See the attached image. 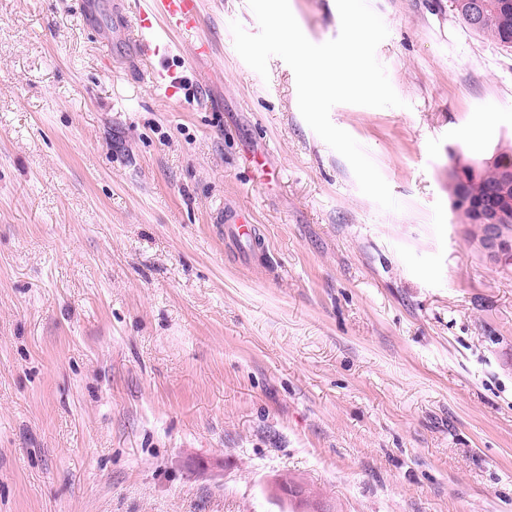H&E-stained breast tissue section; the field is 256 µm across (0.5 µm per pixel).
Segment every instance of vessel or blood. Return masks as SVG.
I'll use <instances>...</instances> for the list:
<instances>
[{
  "mask_svg": "<svg viewBox=\"0 0 512 512\" xmlns=\"http://www.w3.org/2000/svg\"><path fill=\"white\" fill-rule=\"evenodd\" d=\"M112 23L126 34L128 44L142 59L166 55L177 37L190 38L195 59H208L214 52L212 42L200 32L201 0H151L146 7L127 6L113 15ZM152 82L170 99L176 97L180 88L175 69L165 66L153 69ZM224 222L231 240L243 249H254L256 226L248 213L225 214Z\"/></svg>",
  "mask_w": 512,
  "mask_h": 512,
  "instance_id": "obj_1",
  "label": "vessel or blood"
}]
</instances>
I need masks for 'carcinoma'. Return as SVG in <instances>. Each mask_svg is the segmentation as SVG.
<instances>
[{
    "instance_id": "obj_1",
    "label": "carcinoma",
    "mask_w": 512,
    "mask_h": 512,
    "mask_svg": "<svg viewBox=\"0 0 512 512\" xmlns=\"http://www.w3.org/2000/svg\"><path fill=\"white\" fill-rule=\"evenodd\" d=\"M456 16L477 34L493 41L497 45L512 50V8L503 7L504 0H483L484 8L478 22L471 23L468 19L471 0H451ZM512 166V148L497 152L493 165L479 168L464 167L462 170L449 172L448 190L450 196L464 190L471 198V206L460 208L457 219L461 224L472 227L470 234L477 238L484 231L479 208L489 204V195L500 185L502 167Z\"/></svg>"
}]
</instances>
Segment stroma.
<instances>
[{"instance_id":"1","label":"stroma","mask_w":512,"mask_h":512,"mask_svg":"<svg viewBox=\"0 0 512 512\" xmlns=\"http://www.w3.org/2000/svg\"><path fill=\"white\" fill-rule=\"evenodd\" d=\"M0 0V512H512V266L459 224L451 156L512 142V51L448 0H368L400 108L331 122L278 57L260 77L202 0L180 99L112 53L113 0ZM338 36L336 0H289ZM252 214L243 257L224 214Z\"/></svg>"}]
</instances>
